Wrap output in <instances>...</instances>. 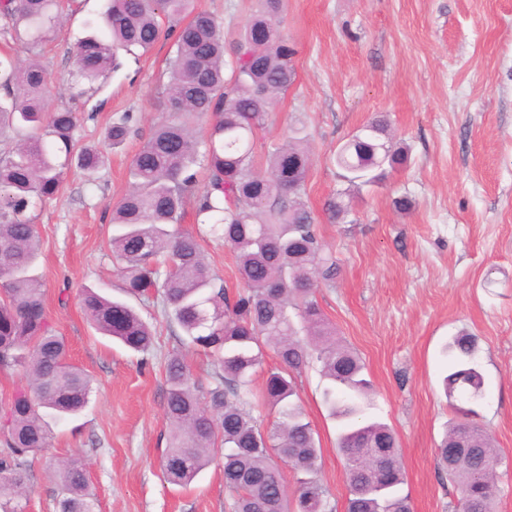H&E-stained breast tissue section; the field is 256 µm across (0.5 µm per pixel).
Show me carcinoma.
Here are the masks:
<instances>
[{
	"label": "carcinoma",
	"instance_id": "carcinoma-1",
	"mask_svg": "<svg viewBox=\"0 0 512 512\" xmlns=\"http://www.w3.org/2000/svg\"><path fill=\"white\" fill-rule=\"evenodd\" d=\"M58 0H0V32L36 46L60 22ZM283 0H258L237 30L236 57L225 59L216 18L193 0H106L99 28L73 50L78 95L97 94L126 58L138 59L171 24L176 53L162 91L166 116L154 124L132 160L129 191L112 208V256L126 294L156 293L180 348L164 360V413L169 423L162 456L166 480L189 486L223 459L229 512H333L319 478L320 446L298 402V377L311 364L326 380L323 398L344 422L338 448L346 460V512H411L399 493L404 470L392 429L367 419L371 382L359 355L336 336L314 297L320 282L339 274L316 232L306 200L311 166L304 127L292 128L257 163V134L277 99L296 81V49L283 36ZM0 373L23 372L26 384L9 400L0 423V512H26L32 462L51 441L49 421L80 414L91 402L90 378L70 362L50 320L35 264L40 237L29 211L54 198L71 167L89 178L105 165L97 149L77 147L82 117L70 108L45 112L48 79L40 61L0 55ZM209 121L207 136L195 126ZM138 133L131 112L112 118L104 137L119 146ZM405 151L377 116L336 150L338 178L347 187L325 203L338 224L350 213L344 197L398 171ZM197 196V217L235 255L241 287L229 294L203 257L201 235L180 228L185 201ZM82 309L96 331L135 352L154 334L121 299L91 288ZM213 358L208 382L197 380L186 351ZM271 350L260 398L253 376ZM474 336L448 343L445 395L454 412L436 448L437 467L456 485L452 512H495L497 469L503 457L469 404L483 397ZM276 415L263 427L255 409ZM296 476L285 486L281 466ZM60 512H95L86 464L58 463Z\"/></svg>",
	"mask_w": 512,
	"mask_h": 512
}]
</instances>
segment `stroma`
<instances>
[{"instance_id": "1", "label": "stroma", "mask_w": 512, "mask_h": 512, "mask_svg": "<svg viewBox=\"0 0 512 512\" xmlns=\"http://www.w3.org/2000/svg\"><path fill=\"white\" fill-rule=\"evenodd\" d=\"M104 4L61 0L62 24L37 47L0 35L1 51L45 67L48 110L88 111L70 89L72 50ZM281 31L297 49V79L276 102L257 148L281 143L295 124L307 128V199L340 267L317 299L366 366L374 384L370 417L399 439L401 492L413 512H451L456 501L435 448L453 416L442 388L443 348L466 331L478 340L484 379L476 420L504 457L497 512H512V0H285ZM175 52L174 37L161 36L139 63L113 76L106 107L78 132L81 143L104 153V168L92 183L69 171L59 194L30 212L53 325L94 392L78 418L52 423L51 445L32 468L29 512H59L54 470L77 453L96 512H227L220 465L186 488L163 477V364L176 341L161 305L135 300L157 336L150 352L135 353L99 334L79 301L86 286L123 295L111 206L127 191L142 134L165 116L162 91ZM118 112L134 113L140 133L114 149L103 132ZM379 113L407 147V162L354 197L348 223L330 222L322 208L341 186L336 149ZM403 196L410 209L395 207ZM298 383L320 441L319 477L335 512H345V460L337 448L343 423L328 413L317 367Z\"/></svg>"}]
</instances>
